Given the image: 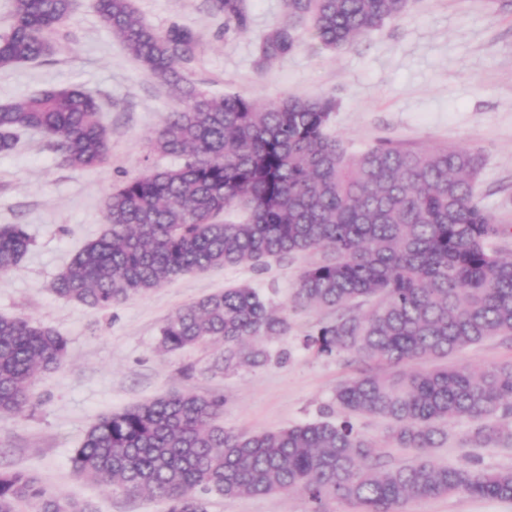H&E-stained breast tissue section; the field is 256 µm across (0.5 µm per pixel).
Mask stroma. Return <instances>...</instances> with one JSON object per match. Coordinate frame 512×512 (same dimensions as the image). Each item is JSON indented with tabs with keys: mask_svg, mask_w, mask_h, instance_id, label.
I'll return each mask as SVG.
<instances>
[{
	"mask_svg": "<svg viewBox=\"0 0 512 512\" xmlns=\"http://www.w3.org/2000/svg\"><path fill=\"white\" fill-rule=\"evenodd\" d=\"M153 27L179 22L200 41L195 84L221 95L240 92L261 101L293 95L336 100L331 128L349 152L389 138L425 148L477 149L483 163L478 191L484 207L512 225V0H409L406 15L340 51L312 40L258 66V44L283 18V0H247L252 24L225 33L201 0H133ZM75 85L99 102L110 137L107 162L76 170L60 166L47 137L22 136L0 154V226L25 225L31 245L19 267L0 276V316L24 317L67 343L63 365L38 375L31 402L18 416H0V465L36 475L55 495L93 505L96 512H167L166 503L129 497L78 477L77 448L92 424L109 412L175 393L224 397V426L274 431L320 417L336 386L353 371L346 361L304 349L302 339L324 318L293 307L301 270L317 253L272 264L222 267L180 277L103 312L58 298L51 284L72 256L105 230V201L119 182L178 160L151 151L165 112L179 98L147 75L89 5L77 0L47 61L0 68V103L22 101L50 87ZM259 289L283 308L288 335L268 342L260 367L217 368V350L159 349L160 330L183 305L229 287ZM470 425L450 423L448 441L432 454L465 466L512 468V443L463 446ZM300 494L212 498L210 512H310ZM407 512H512V501L455 495L412 502Z\"/></svg>",
	"mask_w": 512,
	"mask_h": 512,
	"instance_id": "35a3bbf8",
	"label": "stroma"
}]
</instances>
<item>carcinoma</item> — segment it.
<instances>
[{"instance_id": "obj_1", "label": "carcinoma", "mask_w": 512, "mask_h": 512, "mask_svg": "<svg viewBox=\"0 0 512 512\" xmlns=\"http://www.w3.org/2000/svg\"><path fill=\"white\" fill-rule=\"evenodd\" d=\"M224 33L248 30L246 0H203ZM284 17L262 38L260 61L288 54L310 36L325 48L353 46L408 0H283ZM73 0H12L0 37V67L51 55ZM106 28L145 72L182 104L165 113L155 152L182 159L113 189L106 230L86 243L53 282L54 294L110 310L190 274L216 267L267 268L318 251L291 302L333 313L302 340L318 356L360 364L321 418L249 433L218 424L224 398L179 393L100 417L73 459L77 475L129 497L147 495L168 512H209L214 496L302 493L311 512L340 501L356 512H405L414 500L464 494L512 501V469L436 464L445 424L466 418L465 445L512 441V361L483 368L448 362L492 337L512 338V257L481 204V155L467 148H406L387 138L350 154L329 126L336 101L285 96L261 102L213 96L189 78L196 34L178 23L158 31L132 0H92ZM21 132L53 140L74 169L104 164L109 134L98 102L76 86L44 89L0 104V153ZM30 242L22 224L0 227V274L20 265ZM288 315L249 286L226 288L181 307L161 329L166 351L212 345L224 369L259 367L265 343L288 335ZM66 342L53 330L0 316V416L24 410L36 376L58 369ZM390 422L384 445L411 449L409 465L380 461L382 446L352 418ZM0 512H94L60 498L29 473L0 469Z\"/></svg>"}]
</instances>
